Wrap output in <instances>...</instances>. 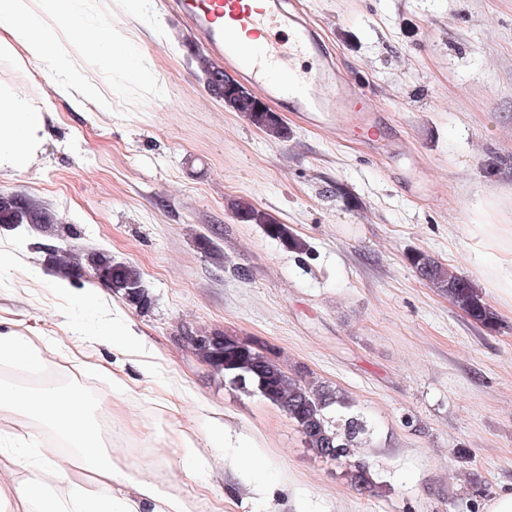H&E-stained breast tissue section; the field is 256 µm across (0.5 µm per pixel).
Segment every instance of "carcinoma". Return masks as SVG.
I'll list each match as a JSON object with an SVG mask.
<instances>
[{"mask_svg":"<svg viewBox=\"0 0 512 512\" xmlns=\"http://www.w3.org/2000/svg\"><path fill=\"white\" fill-rule=\"evenodd\" d=\"M197 61L212 94L224 98L225 104L242 113L268 136L277 140L288 138V128L276 113L252 94L241 96L234 87L224 84V71L208 59L199 57ZM231 209L241 221L263 225L269 237L284 242L292 251L305 254L310 250L305 239L292 233L287 225L276 223L270 214L246 200L231 201ZM16 222L48 230L54 218L49 211L25 199L0 197V224ZM407 260L422 279L446 293L449 300L473 320L488 327L496 324V313L473 280L446 268L423 250L410 252ZM92 265L98 279L122 293L131 304L139 307L147 304L148 292L135 270L113 263L112 257L103 253L93 257ZM194 350L204 362L224 374L231 384L255 392L283 408L316 454L325 458L334 455L338 461H352L353 465L345 471L351 486L360 491L376 492L368 463L355 453L367 433L366 424L360 415L349 412L347 403L334 390L308 383L289 372L267 346L242 341L228 333L214 342L196 345Z\"/></svg>","mask_w":512,"mask_h":512,"instance_id":"1","label":"carcinoma"}]
</instances>
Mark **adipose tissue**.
<instances>
[{
  "mask_svg": "<svg viewBox=\"0 0 512 512\" xmlns=\"http://www.w3.org/2000/svg\"><path fill=\"white\" fill-rule=\"evenodd\" d=\"M92 7L91 0H0V57L46 75L53 94L74 112L110 111L112 99L73 69L71 44L101 69L154 80L130 35L89 27ZM46 134V112L22 91L0 86V171L27 170ZM470 236L480 276L512 307V225L475 223ZM56 353V343L36 349L26 337L0 333V364L35 375ZM7 414L36 425L31 433L0 436V505L11 512H190L186 500L149 471L119 464L80 391L0 380V417ZM45 430L51 439H42Z\"/></svg>",
  "mask_w": 512,
  "mask_h": 512,
  "instance_id": "ef3b65f1",
  "label": "adipose tissue"
}]
</instances>
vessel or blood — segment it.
I'll return each instance as SVG.
<instances>
[{
    "instance_id": "b4317fda",
    "label": "vessel or blood",
    "mask_w": 512,
    "mask_h": 512,
    "mask_svg": "<svg viewBox=\"0 0 512 512\" xmlns=\"http://www.w3.org/2000/svg\"><path fill=\"white\" fill-rule=\"evenodd\" d=\"M192 43L263 98L304 114L315 125L344 117L365 133L381 120L361 103V89L336 77L314 26L284 0H179Z\"/></svg>"
}]
</instances>
